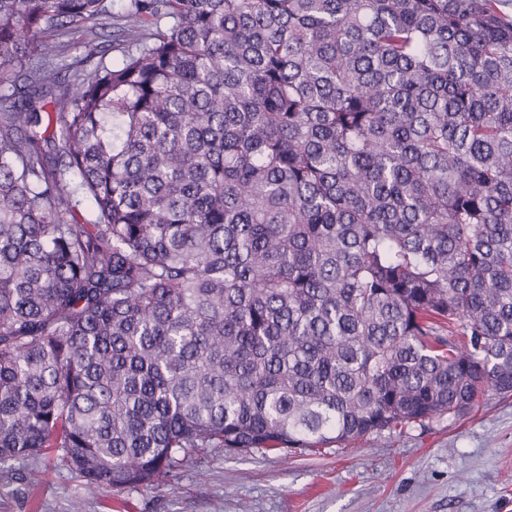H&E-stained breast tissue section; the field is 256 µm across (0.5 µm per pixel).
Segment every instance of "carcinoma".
Returning <instances> with one entry per match:
<instances>
[{
	"instance_id": "obj_1",
	"label": "carcinoma",
	"mask_w": 512,
	"mask_h": 512,
	"mask_svg": "<svg viewBox=\"0 0 512 512\" xmlns=\"http://www.w3.org/2000/svg\"><path fill=\"white\" fill-rule=\"evenodd\" d=\"M111 15L0 0L1 471L153 488L512 394V0H125L67 61ZM101 28V29H100ZM112 19L106 18L100 21V25L98 26V32H100V38L96 42L98 44L96 48L97 54L95 55L94 60L91 63H88L87 69H92L96 62L102 58V61L107 64H112L113 61H116L121 58L120 49L115 47L116 42L112 41L114 38L112 36Z\"/></svg>"
}]
</instances>
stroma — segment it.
Listing matches in <instances>:
<instances>
[{"label":"stroma","mask_w":512,"mask_h":512,"mask_svg":"<svg viewBox=\"0 0 512 512\" xmlns=\"http://www.w3.org/2000/svg\"><path fill=\"white\" fill-rule=\"evenodd\" d=\"M0 512H512V396L316 452L195 459L154 489L92 491L62 465L0 471Z\"/></svg>","instance_id":"1"}]
</instances>
